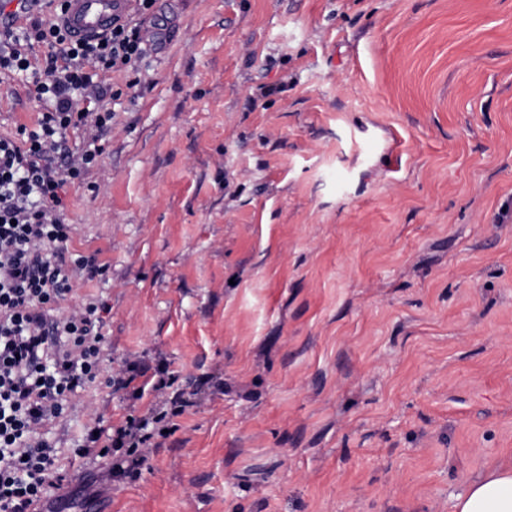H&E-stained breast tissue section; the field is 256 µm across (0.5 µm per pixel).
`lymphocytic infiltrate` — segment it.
<instances>
[{
	"label": "lymphocytic infiltrate",
	"instance_id": "1",
	"mask_svg": "<svg viewBox=\"0 0 512 512\" xmlns=\"http://www.w3.org/2000/svg\"><path fill=\"white\" fill-rule=\"evenodd\" d=\"M44 0H29L0 16V72L33 75L32 95L45 110L34 128L0 137V512H58L73 481L50 433L78 390L104 380L125 390L132 377L103 373V319L110 308L88 300L61 314L58 305L81 274L101 273L96 256L68 254L64 190L82 181L102 149L88 143L72 151L67 135L102 130L112 120L99 103L103 77L141 60L146 42L132 16L113 18L109 31L73 39L65 7L57 0L54 18L32 19ZM49 49L43 72H32L30 42ZM192 401L174 391L119 427L97 426L70 448L79 459H108L114 478L140 474L147 449Z\"/></svg>",
	"mask_w": 512,
	"mask_h": 512
}]
</instances>
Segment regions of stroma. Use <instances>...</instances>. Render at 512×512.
Listing matches in <instances>:
<instances>
[{"mask_svg":"<svg viewBox=\"0 0 512 512\" xmlns=\"http://www.w3.org/2000/svg\"><path fill=\"white\" fill-rule=\"evenodd\" d=\"M142 31L65 187L105 270L60 310L106 302V369L194 405L61 512H455L512 462V0H156ZM147 404L91 386L66 437Z\"/></svg>","mask_w":512,"mask_h":512,"instance_id":"35a3bbf8","label":"stroma"}]
</instances>
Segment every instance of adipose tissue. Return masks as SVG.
Instances as JSON below:
<instances>
[{"label": "adipose tissue", "mask_w": 512, "mask_h": 512, "mask_svg": "<svg viewBox=\"0 0 512 512\" xmlns=\"http://www.w3.org/2000/svg\"><path fill=\"white\" fill-rule=\"evenodd\" d=\"M455 512H512V464L471 479L456 499Z\"/></svg>", "instance_id": "1"}]
</instances>
